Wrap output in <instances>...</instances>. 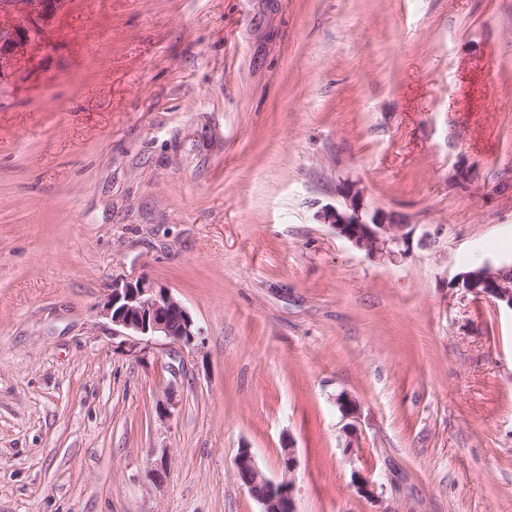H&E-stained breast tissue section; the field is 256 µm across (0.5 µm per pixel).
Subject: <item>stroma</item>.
<instances>
[{
  "mask_svg": "<svg viewBox=\"0 0 512 512\" xmlns=\"http://www.w3.org/2000/svg\"><path fill=\"white\" fill-rule=\"evenodd\" d=\"M50 40L0 83V512H261L232 461L287 447L296 512H512V310L452 285L512 263V0H68ZM343 181L405 254L317 221ZM137 275L198 349L113 335Z\"/></svg>",
  "mask_w": 512,
  "mask_h": 512,
  "instance_id": "obj_1",
  "label": "stroma"
}]
</instances>
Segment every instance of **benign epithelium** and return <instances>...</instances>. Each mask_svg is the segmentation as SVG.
Instances as JSON below:
<instances>
[{
    "instance_id": "1",
    "label": "benign epithelium",
    "mask_w": 512,
    "mask_h": 512,
    "mask_svg": "<svg viewBox=\"0 0 512 512\" xmlns=\"http://www.w3.org/2000/svg\"><path fill=\"white\" fill-rule=\"evenodd\" d=\"M65 5L66 0H25L18 20L0 24L1 82L15 74L22 58L46 48L47 32ZM339 192L343 204L321 207L316 212L320 223L330 225L337 236L373 258H393L401 247L409 246L407 225L369 213L364 190L358 184L344 182ZM456 284L476 298L512 310V283L500 279L491 264L458 274ZM98 315L112 324L114 336L162 340L192 349L201 335L190 311L169 289L144 275L112 280L109 293L98 305ZM296 465L293 449L285 450L283 478L274 482L261 471L251 449L242 448L233 460L232 471L240 486L261 504V512H295L291 474Z\"/></svg>"
}]
</instances>
